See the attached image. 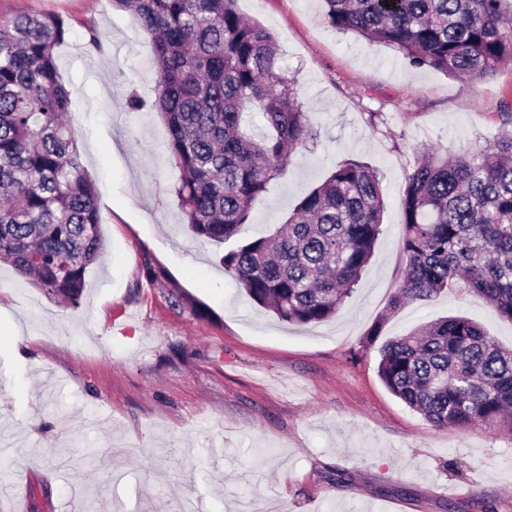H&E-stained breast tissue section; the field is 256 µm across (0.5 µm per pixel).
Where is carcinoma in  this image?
I'll return each instance as SVG.
<instances>
[{
	"label": "carcinoma",
	"instance_id": "1",
	"mask_svg": "<svg viewBox=\"0 0 512 512\" xmlns=\"http://www.w3.org/2000/svg\"><path fill=\"white\" fill-rule=\"evenodd\" d=\"M338 32L472 82L512 61L503 0H322ZM152 37L147 101L168 128L172 193L195 239L224 244L293 156L314 142L311 116L279 66L274 35L237 0H113ZM64 21L0 17V263L45 296L80 304L103 248L97 192L80 162L58 71ZM493 139L453 158L436 151L408 175L399 211L406 263L389 300L463 288L512 321V101L486 114ZM384 202L376 171L339 164L288 218L222 257L255 304L288 324L328 320L373 255ZM387 389L437 428L512 426V350L465 315L395 336L379 349Z\"/></svg>",
	"mask_w": 512,
	"mask_h": 512
}]
</instances>
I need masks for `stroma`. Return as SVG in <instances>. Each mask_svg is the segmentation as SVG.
I'll return each instance as SVG.
<instances>
[{
  "instance_id": "1",
  "label": "stroma",
  "mask_w": 512,
  "mask_h": 512,
  "mask_svg": "<svg viewBox=\"0 0 512 512\" xmlns=\"http://www.w3.org/2000/svg\"><path fill=\"white\" fill-rule=\"evenodd\" d=\"M237 6L276 37L317 132L238 242L268 233L353 158L380 177L374 255L328 321L287 325L255 305L221 266L224 246L183 231L163 122L125 107L129 88L152 94L149 34L112 0H0V16L68 27L60 74L104 241L76 307L0 265V463L11 467L0 512H245L253 498L272 512H512V426L433 427L377 372L385 340L449 315L512 348V322L463 291L388 309L408 175L428 149L454 155L491 138L485 115L512 100V63L456 79L336 32L321 0ZM148 260L181 287L179 307L147 278Z\"/></svg>"
}]
</instances>
